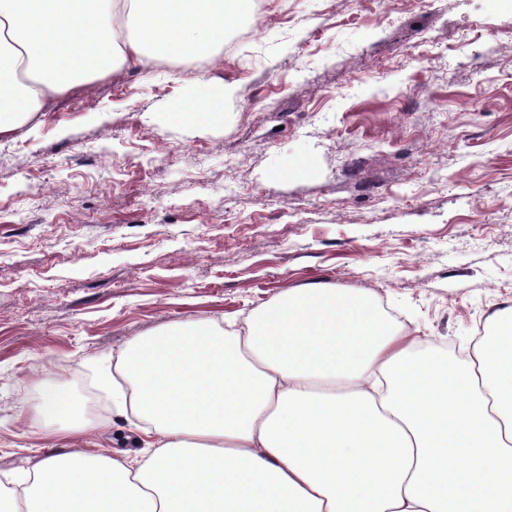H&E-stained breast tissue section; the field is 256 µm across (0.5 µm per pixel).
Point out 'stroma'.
Here are the masks:
<instances>
[{
	"label": "stroma",
	"mask_w": 512,
	"mask_h": 512,
	"mask_svg": "<svg viewBox=\"0 0 512 512\" xmlns=\"http://www.w3.org/2000/svg\"><path fill=\"white\" fill-rule=\"evenodd\" d=\"M291 4L197 59L233 90L211 125L171 120L197 89L169 59L0 138V471L144 453L116 365L180 322L328 284L450 355L512 305V0ZM46 385L91 426L40 435Z\"/></svg>",
	"instance_id": "35a3bbf8"
}]
</instances>
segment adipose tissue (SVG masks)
Listing matches in <instances>:
<instances>
[{
	"mask_svg": "<svg viewBox=\"0 0 512 512\" xmlns=\"http://www.w3.org/2000/svg\"><path fill=\"white\" fill-rule=\"evenodd\" d=\"M251 5L0 0V91L15 92L0 137L75 84L156 56L220 58ZM231 94L206 88L172 119L210 123ZM119 370L149 451L44 457L0 512H512V308L457 363L367 294L303 288L241 327L140 337Z\"/></svg>",
	"mask_w": 512,
	"mask_h": 512,
	"instance_id": "adipose-tissue-1",
	"label": "adipose tissue"
}]
</instances>
